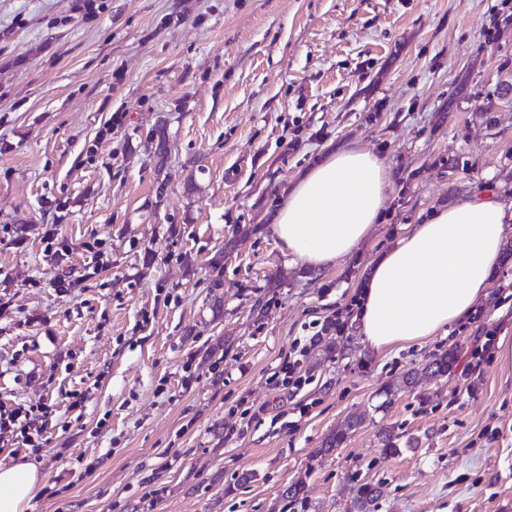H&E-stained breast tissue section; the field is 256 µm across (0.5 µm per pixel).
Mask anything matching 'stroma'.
I'll list each match as a JSON object with an SVG mask.
<instances>
[{"label":"stroma","mask_w":512,"mask_h":512,"mask_svg":"<svg viewBox=\"0 0 512 512\" xmlns=\"http://www.w3.org/2000/svg\"><path fill=\"white\" fill-rule=\"evenodd\" d=\"M93 3L0 0V403L54 407L37 453L0 439L57 491L28 512H345L363 483L376 512H512V372L471 365L512 338V234L480 319L386 357L351 326L300 389L272 379L408 225L512 199V0ZM352 146L390 168L383 222L336 267L292 263L282 193ZM444 349L453 371L400 390Z\"/></svg>","instance_id":"35a3bbf8"}]
</instances>
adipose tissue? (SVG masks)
I'll return each mask as SVG.
<instances>
[{"label":"adipose tissue","mask_w":512,"mask_h":512,"mask_svg":"<svg viewBox=\"0 0 512 512\" xmlns=\"http://www.w3.org/2000/svg\"><path fill=\"white\" fill-rule=\"evenodd\" d=\"M389 169L371 149L331 154L289 190L270 224L294 263L333 267L367 238L385 209ZM512 201L476 193L410 225L376 259L353 320L376 355L446 332L485 294L504 240ZM41 487L29 462L0 465V512H27Z\"/></svg>","instance_id":"adipose-tissue-1"}]
</instances>
